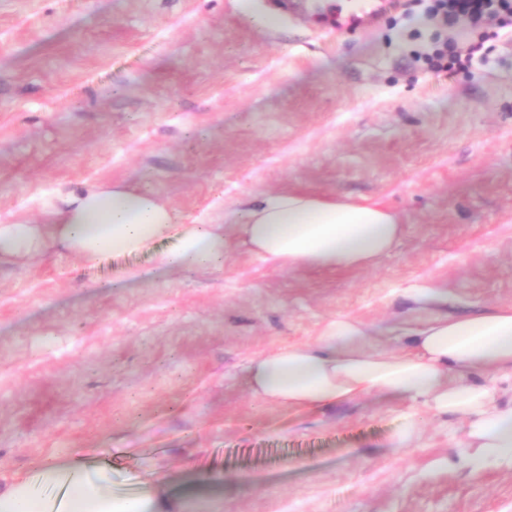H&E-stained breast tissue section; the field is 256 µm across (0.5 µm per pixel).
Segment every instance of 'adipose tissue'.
Listing matches in <instances>:
<instances>
[{
	"label": "adipose tissue",
	"mask_w": 512,
	"mask_h": 512,
	"mask_svg": "<svg viewBox=\"0 0 512 512\" xmlns=\"http://www.w3.org/2000/svg\"><path fill=\"white\" fill-rule=\"evenodd\" d=\"M249 248L278 270L347 269L374 265L402 232L382 203L327 195L284 193L252 204L238 224ZM174 238L173 249L155 252ZM60 245L85 265L155 252L159 269H206L224 259V228L185 224L145 187L103 185L70 195L48 224H0V263ZM512 370V304L475 318L439 316L414 331L402 354L367 344L359 321H329L314 341L254 357V395L292 409L335 407L372 393L420 399L438 415L468 422L465 447L471 475L486 464L512 468V404L500 405L474 372ZM0 512H176L155 492L117 496L108 470L91 473L55 462L0 486Z\"/></svg>",
	"instance_id": "ef3b65f1"
}]
</instances>
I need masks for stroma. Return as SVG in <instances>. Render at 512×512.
Returning a JSON list of instances; mask_svg holds the SVG:
<instances>
[{
	"label": "stroma",
	"instance_id": "1",
	"mask_svg": "<svg viewBox=\"0 0 512 512\" xmlns=\"http://www.w3.org/2000/svg\"><path fill=\"white\" fill-rule=\"evenodd\" d=\"M430 3L250 0L268 29L239 0H0V224L145 182L226 234L218 269L0 265V481L73 459L181 512H512V470L455 453L459 417L382 394L294 411L247 382L338 316L401 352L438 315L512 304V27ZM449 41L472 60L431 68ZM285 192L382 202L402 233L369 267L273 270L228 219Z\"/></svg>",
	"mask_w": 512,
	"mask_h": 512
}]
</instances>
